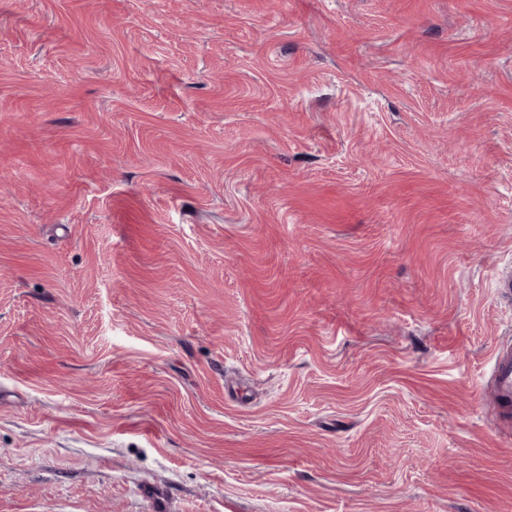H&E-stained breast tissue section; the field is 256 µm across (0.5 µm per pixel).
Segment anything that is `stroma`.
I'll return each mask as SVG.
<instances>
[{"instance_id":"1","label":"stroma","mask_w":512,"mask_h":512,"mask_svg":"<svg viewBox=\"0 0 512 512\" xmlns=\"http://www.w3.org/2000/svg\"><path fill=\"white\" fill-rule=\"evenodd\" d=\"M512 0H0V512H512ZM487 396L495 427L509 434L512 429V342L499 343L493 354Z\"/></svg>"}]
</instances>
